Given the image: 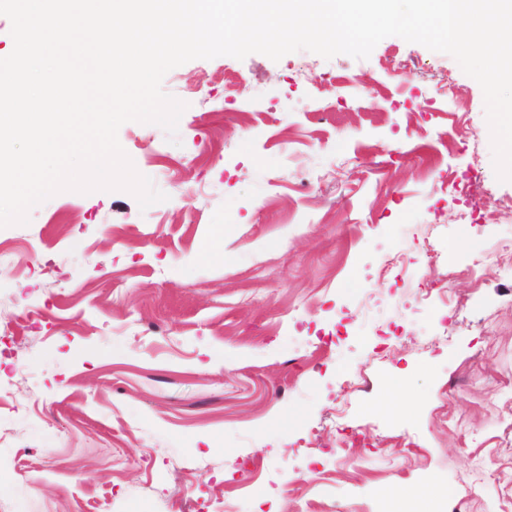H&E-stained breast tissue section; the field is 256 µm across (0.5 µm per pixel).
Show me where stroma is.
<instances>
[{"label": "stroma", "instance_id": "35a3bbf8", "mask_svg": "<svg viewBox=\"0 0 512 512\" xmlns=\"http://www.w3.org/2000/svg\"><path fill=\"white\" fill-rule=\"evenodd\" d=\"M162 88L178 143L118 140L166 201L62 192L0 228L29 257L0 259V512L507 505L512 213H489L512 181L478 82L390 36L195 59ZM397 375L411 403L377 412Z\"/></svg>", "mask_w": 512, "mask_h": 512}]
</instances>
